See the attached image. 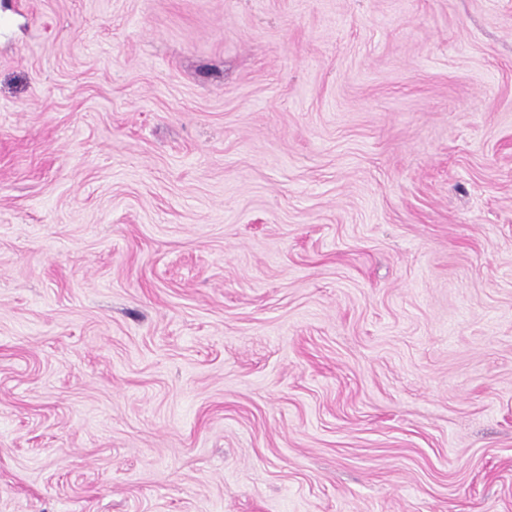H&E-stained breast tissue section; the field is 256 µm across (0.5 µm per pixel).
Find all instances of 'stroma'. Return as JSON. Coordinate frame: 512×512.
<instances>
[{"label":"stroma","instance_id":"stroma-1","mask_svg":"<svg viewBox=\"0 0 512 512\" xmlns=\"http://www.w3.org/2000/svg\"><path fill=\"white\" fill-rule=\"evenodd\" d=\"M0 512H512V0H0Z\"/></svg>","mask_w":512,"mask_h":512}]
</instances>
